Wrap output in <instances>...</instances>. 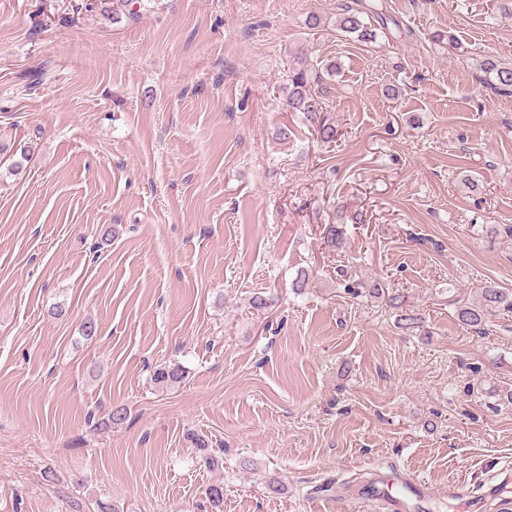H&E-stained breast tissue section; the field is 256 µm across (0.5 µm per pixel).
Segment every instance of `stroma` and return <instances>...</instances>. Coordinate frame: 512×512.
Wrapping results in <instances>:
<instances>
[{
    "instance_id": "stroma-1",
    "label": "stroma",
    "mask_w": 512,
    "mask_h": 512,
    "mask_svg": "<svg viewBox=\"0 0 512 512\" xmlns=\"http://www.w3.org/2000/svg\"><path fill=\"white\" fill-rule=\"evenodd\" d=\"M89 2L0 0V512H211L217 483L224 512H317L368 463L420 512H512V315L456 318L512 290V94L478 68L512 65V0H375L370 44L344 0ZM298 56L337 67L335 142L286 106ZM355 4L356 6H344V8L341 9L342 12L338 14L339 17L337 18L338 26L341 31L345 33L356 34V37L360 41L373 42L378 37V31H380V29H386L385 24H387V18L382 12L383 9H379V5H376L377 7H371V9L368 10L373 16H370L364 5ZM365 15L368 19L373 17L379 24L380 29L375 27L376 25L372 24V22L367 23ZM500 311L512 313V291L489 284L481 289L477 302L464 304L456 312L461 324L483 334L488 316L496 315Z\"/></svg>"
}]
</instances>
